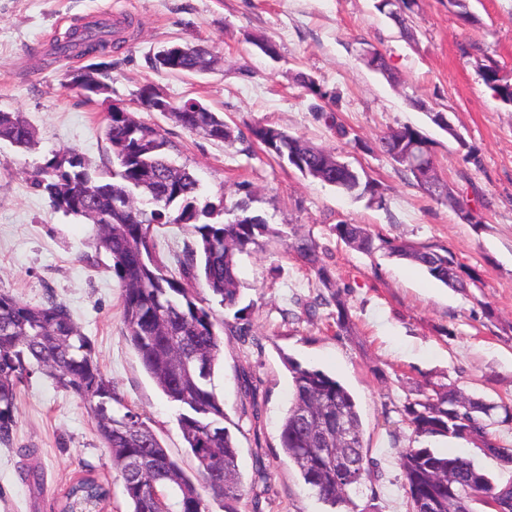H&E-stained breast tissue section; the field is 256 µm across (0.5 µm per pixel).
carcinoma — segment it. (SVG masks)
I'll use <instances>...</instances> for the list:
<instances>
[{
    "label": "carcinoma",
    "instance_id": "1",
    "mask_svg": "<svg viewBox=\"0 0 512 512\" xmlns=\"http://www.w3.org/2000/svg\"><path fill=\"white\" fill-rule=\"evenodd\" d=\"M413 0H381L376 8L403 32ZM121 42L112 32L91 24L72 28L56 38L55 52L76 51L82 56L104 53ZM210 51L203 45L182 56L186 75H197ZM486 85L512 106V83L500 76L498 65L483 67ZM187 111L175 115L182 127L224 143H259L266 152L304 177H311L348 194L375 196L378 184L352 165H336V156L300 136L269 125L235 135L224 117L198 101L182 103ZM106 140L112 168L95 174L76 153L55 155L39 165L35 188L48 194L53 206L68 215L89 218L95 229V248L111 261L109 270L120 288L126 340L141 365L167 399L178 408V425L185 448L197 462L186 474L164 448L143 415L122 404L95 357L94 346L75 324L67 305L52 297L41 305L25 303L0 291V445H10L17 429L20 387L37 374L78 398L88 409L107 449L116 481L129 512H239L244 496L236 436L224 426V401L214 384L228 323L217 318L199 284H204L220 306L240 304L238 262L270 239H278L314 274L327 294H319L309 308L335 304L336 324L350 330L347 303L336 286L317 241L289 227H271L259 216L214 222L226 210L224 200L198 205L199 181L185 166L170 159L169 144L156 127L135 120L129 112H110ZM33 128L13 112L0 111V140L19 147L34 142ZM379 151L390 160L409 152L433 158L430 140L419 129L404 126L380 137ZM404 174L431 197L452 201L463 210L469 200L452 194L443 181L433 187L409 165ZM155 224L191 228L193 241L184 243L168 264L157 251ZM346 245L371 255L384 249L389 255L424 268L430 276L463 291L477 276L462 266L445 247L414 246L374 236L362 224L333 227ZM292 378V398L280 425V448L304 483L323 502L336 509L352 504L351 495L371 479L369 460L355 470L345 489L336 487V456H366L363 428L356 401L338 380L317 368L286 359ZM502 411V422L512 419V408L466 397L450 385H434L403 405L402 415L414 434V444L399 452L408 512L419 499L435 501L433 512H479L487 498L512 499V483L494 484L485 472L461 456L441 454L426 446L437 438L475 437L489 449L488 457L512 463V448L488 431ZM454 495L448 496V482ZM109 489L92 473L64 491L59 512H102Z\"/></svg>",
    "mask_w": 512,
    "mask_h": 512
}]
</instances>
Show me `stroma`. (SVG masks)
Returning a JSON list of instances; mask_svg holds the SVG:
<instances>
[{"instance_id":"35a3bbf8","label":"stroma","mask_w":512,"mask_h":512,"mask_svg":"<svg viewBox=\"0 0 512 512\" xmlns=\"http://www.w3.org/2000/svg\"><path fill=\"white\" fill-rule=\"evenodd\" d=\"M375 3L0 0V110L20 113L36 133L30 150L0 141V290L31 305L50 297L64 302L91 339L105 377L126 405L147 417L186 473H193L195 460L174 406L124 337L120 289L108 258L95 251L93 225L55 209L32 186L37 166L73 152L92 171H106L112 153L105 118L122 107L159 127L175 163L195 172L200 202L220 200L235 214L311 235L345 294L347 332L331 326L327 307L308 315L319 283L285 244L271 242L240 258L249 331L225 334L214 382L238 439L245 486L265 476V493L246 494L241 512L327 509L279 450V425L292 396L286 359L335 377L357 403L373 476L354 496L355 512L408 510L398 458L413 439L401 415L407 399L447 384L512 403V107L486 86L480 70L491 59L512 80V0H468L471 24L448 0H416L405 33ZM104 16L121 18L126 43L103 59L109 92L87 96L65 84L87 59H59L52 43ZM261 38L276 44L277 59L256 50ZM194 43L217 57L215 70L180 79L152 68L161 46ZM368 48L384 56L388 75L366 65ZM306 76L317 91L303 84ZM148 84L175 103L200 101L233 132L266 124L304 137L365 170L380 195L350 196L302 177L260 145L246 149L191 133L173 116L139 107ZM320 110L333 113L348 137H337L318 119ZM433 112L448 115L480 165L463 161L456 143L431 122ZM405 125L430 139L440 177L468 194L475 223H465L451 204L413 185L375 150L381 136ZM345 222L416 246L448 247L477 282L461 293L410 262L361 253L333 234L334 225ZM430 446L472 460L493 483L512 481L511 464L479 454L471 441L441 438ZM30 466L43 474L41 490L22 479ZM88 470L111 484L103 512H126L87 409L50 379L32 378L20 393L14 440L0 445V512H57L62 491Z\"/></svg>"}]
</instances>
